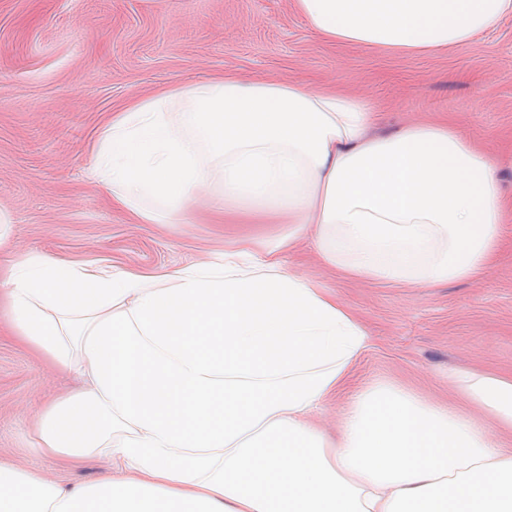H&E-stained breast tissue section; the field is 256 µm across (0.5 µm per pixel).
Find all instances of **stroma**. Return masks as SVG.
I'll list each match as a JSON object with an SVG mask.
<instances>
[{"label":"stroma","instance_id":"35a3bbf8","mask_svg":"<svg viewBox=\"0 0 512 512\" xmlns=\"http://www.w3.org/2000/svg\"><path fill=\"white\" fill-rule=\"evenodd\" d=\"M224 77L358 96L384 131L449 122L489 156L512 195V16L461 46L391 55L325 42L296 0H0V211L11 243L0 262L42 253L152 272L206 261L238 234L265 242L286 234L281 223H225L217 209L191 224H135L93 177L92 143L109 113ZM283 260L333 291L370 336L344 388L314 416L319 432L337 438L350 399L384 382L467 414L512 448V433L447 379L459 369L512 375V219L493 267L469 281L368 282L327 268L309 243ZM80 384L1 334L0 459L49 481L105 473V458L67 469L31 445L43 409Z\"/></svg>","mask_w":512,"mask_h":512}]
</instances>
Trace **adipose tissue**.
<instances>
[{"instance_id": "obj_1", "label": "adipose tissue", "mask_w": 512, "mask_h": 512, "mask_svg": "<svg viewBox=\"0 0 512 512\" xmlns=\"http://www.w3.org/2000/svg\"><path fill=\"white\" fill-rule=\"evenodd\" d=\"M331 42L442 51L512 15V0H296ZM362 99L301 83L207 79L125 104L92 144L95 175L138 224H182L207 188L224 218L293 229L145 273L45 254L0 268L8 333L83 385L49 404L38 452L102 456L91 483L0 462V512H512V450L463 414L387 383L360 391L326 446L309 420L369 334L329 290L286 271L311 240L370 282L484 274L503 243L494 164L445 122L376 132ZM450 382L512 428V376Z\"/></svg>"}]
</instances>
